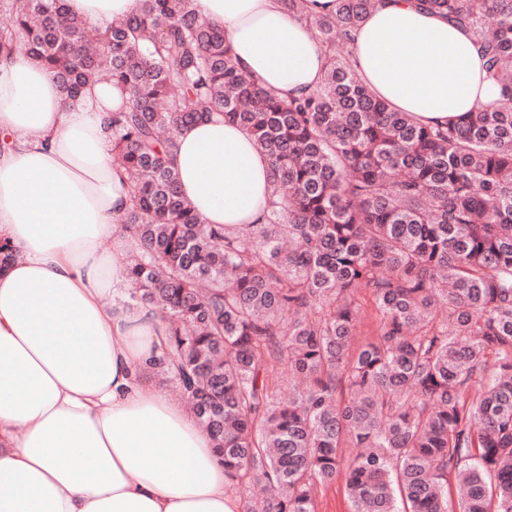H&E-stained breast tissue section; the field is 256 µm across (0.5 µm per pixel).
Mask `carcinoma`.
<instances>
[{"label": "carcinoma", "instance_id": "1", "mask_svg": "<svg viewBox=\"0 0 512 512\" xmlns=\"http://www.w3.org/2000/svg\"><path fill=\"white\" fill-rule=\"evenodd\" d=\"M336 2L306 18L322 82L289 100L193 0H139L103 26L66 0H0V56L41 59L71 101L121 89L127 305L166 323L146 373L210 434L243 512H318L340 478L351 512H448L450 484L454 512H512V110L428 126L391 108L346 58L374 0ZM420 3L470 30L511 102L512 0ZM214 113L269 160L262 224H204L180 194L176 132ZM366 305L378 332L360 342Z\"/></svg>", "mask_w": 512, "mask_h": 512}]
</instances>
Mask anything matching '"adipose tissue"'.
Instances as JSON below:
<instances>
[{
	"label": "adipose tissue",
	"mask_w": 512,
	"mask_h": 512,
	"mask_svg": "<svg viewBox=\"0 0 512 512\" xmlns=\"http://www.w3.org/2000/svg\"><path fill=\"white\" fill-rule=\"evenodd\" d=\"M99 25L138 0H66ZM222 29L239 69L289 99L313 91L320 45L283 0H193ZM362 82L391 107L437 125L494 107L500 87L467 29L416 0H375L353 34ZM120 92L90 85L65 103L43 63L0 59V512H242L196 417L141 369L165 324L127 308L138 241L109 127ZM172 164L206 224H259L269 163L242 127L214 116L184 125Z\"/></svg>",
	"instance_id": "1"
}]
</instances>
